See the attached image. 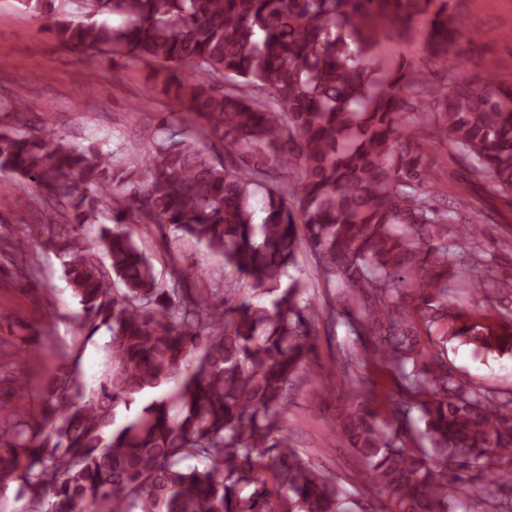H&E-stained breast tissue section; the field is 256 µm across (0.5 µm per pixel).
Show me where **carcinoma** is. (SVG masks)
<instances>
[{
  "mask_svg": "<svg viewBox=\"0 0 512 512\" xmlns=\"http://www.w3.org/2000/svg\"><path fill=\"white\" fill-rule=\"evenodd\" d=\"M17 2L71 50L159 64L155 82L207 127L174 132L165 117L148 152L120 156L0 131V173L69 209L36 232L79 300V329L109 333L96 386L56 375L36 408L0 413V498L22 512H355L370 494L380 509L362 512H475L464 486L479 477L493 512H512V395L464 380L438 347L512 355V280L429 190L433 163L402 113L416 63L373 57L377 19L420 20L429 56L448 62V0H76V19ZM419 121L512 190V86L452 66ZM214 140L239 166L209 155ZM133 208L138 226L125 223ZM104 209L112 224L87 239ZM140 226L222 257L224 294L177 267L160 277ZM0 243L28 256L24 240ZM303 250L327 288L318 308L306 282H283ZM339 319L396 384L384 418L363 380L336 402L341 441L364 464L352 492L281 425L290 392L314 380L319 325ZM193 458L206 465H184Z\"/></svg>",
  "mask_w": 512,
  "mask_h": 512,
  "instance_id": "carcinoma-1",
  "label": "carcinoma"
}]
</instances>
